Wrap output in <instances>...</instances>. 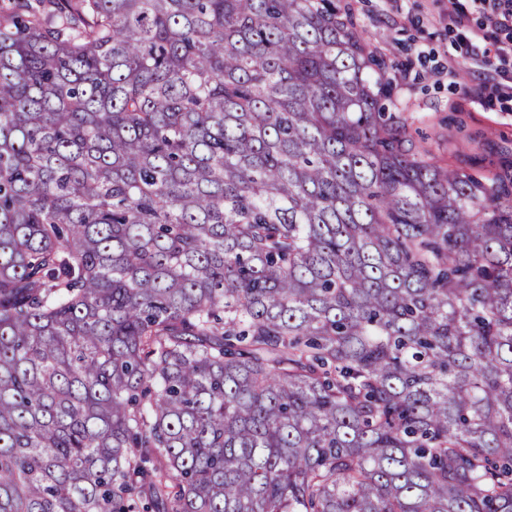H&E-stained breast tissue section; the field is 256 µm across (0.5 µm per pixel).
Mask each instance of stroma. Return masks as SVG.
Segmentation results:
<instances>
[{
	"mask_svg": "<svg viewBox=\"0 0 512 512\" xmlns=\"http://www.w3.org/2000/svg\"><path fill=\"white\" fill-rule=\"evenodd\" d=\"M392 80L393 111L406 134L441 166L475 175L512 173V99L497 70L512 58L477 63L448 24V0H342Z\"/></svg>",
	"mask_w": 512,
	"mask_h": 512,
	"instance_id": "35a3bbf8",
	"label": "stroma"
}]
</instances>
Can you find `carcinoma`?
I'll list each match as a JSON object with an SVG mask.
<instances>
[{"label": "carcinoma", "instance_id": "1", "mask_svg": "<svg viewBox=\"0 0 512 512\" xmlns=\"http://www.w3.org/2000/svg\"><path fill=\"white\" fill-rule=\"evenodd\" d=\"M380 70L339 0L0 5V512H512V176Z\"/></svg>", "mask_w": 512, "mask_h": 512}]
</instances>
